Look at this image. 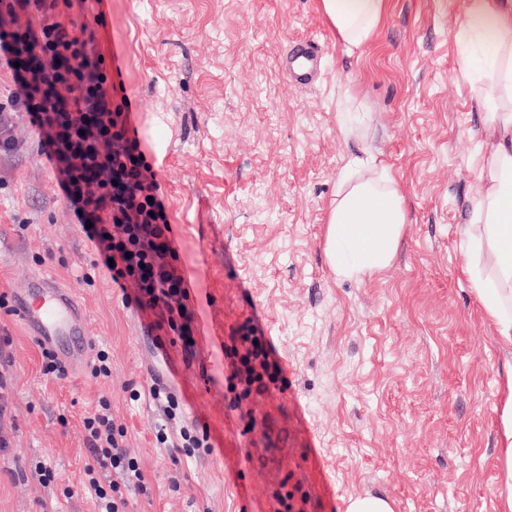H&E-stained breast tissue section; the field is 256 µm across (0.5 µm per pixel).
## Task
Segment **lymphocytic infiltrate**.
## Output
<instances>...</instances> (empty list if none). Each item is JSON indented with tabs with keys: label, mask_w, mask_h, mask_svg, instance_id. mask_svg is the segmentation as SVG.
<instances>
[{
	"label": "lymphocytic infiltrate",
	"mask_w": 512,
	"mask_h": 512,
	"mask_svg": "<svg viewBox=\"0 0 512 512\" xmlns=\"http://www.w3.org/2000/svg\"><path fill=\"white\" fill-rule=\"evenodd\" d=\"M104 0H0V58L16 89L11 112L0 109V154L13 151L12 111L25 112L39 132L56 186L86 228L114 283L136 290L135 304L160 316L195 352L193 317L184 308L187 282L173 265L175 250L156 185L136 139L129 135L131 104L113 102L112 73L93 36L64 21L63 10H87ZM230 363L245 392L277 380L263 337L245 330ZM92 459L88 473L116 471L124 487L142 488L143 476L112 424L108 401L84 419Z\"/></svg>",
	"instance_id": "f902f5d3"
}]
</instances>
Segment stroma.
<instances>
[{"label":"stroma","mask_w":512,"mask_h":512,"mask_svg":"<svg viewBox=\"0 0 512 512\" xmlns=\"http://www.w3.org/2000/svg\"><path fill=\"white\" fill-rule=\"evenodd\" d=\"M466 3L390 0L351 57L318 0H105L103 19L85 16L120 68L112 81L156 176L190 282L196 355L185 360L134 289L95 267L35 127L13 114L15 149L0 155V296L47 274L83 308L89 349L105 351L112 375L44 374L41 347L0 307V512H97L82 486V420L102 399L143 475L124 512H346L366 495L394 512H500L497 390L512 348L459 271L458 227L478 189V114L452 50ZM299 40L321 52L306 86L286 65ZM343 105L366 113L367 143L408 210L390 267L359 280L334 276L322 242L357 148L337 125ZM251 324L282 373L242 398L226 350ZM157 389L177 395L175 419ZM192 425L211 451L176 448Z\"/></svg>","instance_id":"obj_1"}]
</instances>
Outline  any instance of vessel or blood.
Here are the masks:
<instances>
[{
  "instance_id": "1",
  "label": "vessel or blood",
  "mask_w": 512,
  "mask_h": 512,
  "mask_svg": "<svg viewBox=\"0 0 512 512\" xmlns=\"http://www.w3.org/2000/svg\"><path fill=\"white\" fill-rule=\"evenodd\" d=\"M316 54L301 43L293 55L294 74L311 82L316 74ZM12 308L38 344L53 351L69 367L81 366L88 356L83 312L74 297L47 276H30L12 295Z\"/></svg>"
}]
</instances>
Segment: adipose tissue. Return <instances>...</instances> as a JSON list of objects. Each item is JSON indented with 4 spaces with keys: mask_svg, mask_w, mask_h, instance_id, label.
I'll return each mask as SVG.
<instances>
[{
    "mask_svg": "<svg viewBox=\"0 0 512 512\" xmlns=\"http://www.w3.org/2000/svg\"><path fill=\"white\" fill-rule=\"evenodd\" d=\"M321 11L347 55L359 53L380 27L389 0H320ZM453 47L458 76L469 86L484 135L471 158L480 187L461 225V271L499 345L512 347V0H470L457 21ZM408 220L406 196L390 166L364 146L350 153L326 218L325 254L340 279L387 268ZM492 250V273L476 261ZM497 495L512 512V364L499 397Z\"/></svg>",
    "mask_w": 512,
    "mask_h": 512,
    "instance_id": "adipose-tissue-1",
    "label": "adipose tissue"
}]
</instances>
